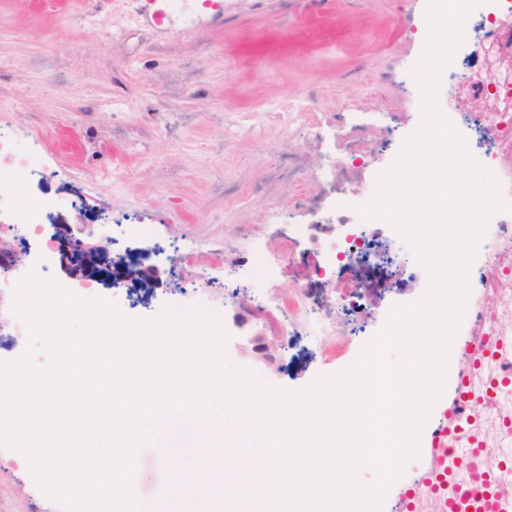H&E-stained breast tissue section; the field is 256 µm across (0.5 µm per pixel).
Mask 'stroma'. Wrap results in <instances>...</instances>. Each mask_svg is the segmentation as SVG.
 Instances as JSON below:
<instances>
[{
    "instance_id": "35a3bbf8",
    "label": "stroma",
    "mask_w": 512,
    "mask_h": 512,
    "mask_svg": "<svg viewBox=\"0 0 512 512\" xmlns=\"http://www.w3.org/2000/svg\"><path fill=\"white\" fill-rule=\"evenodd\" d=\"M202 2L188 0L160 29L140 18L138 0H69L68 10L45 7L35 17L0 0V98L9 103L0 136L18 138L47 165L44 189L69 199L60 223L105 214L113 260L136 252L158 271L161 284L148 299L122 305L124 316H150L166 303L203 305L218 314L226 355L241 366L244 337H279L280 371L263 380L297 391L354 364L395 305L426 293L429 274L404 239L390 242L405 265L367 293L351 333L300 353L307 319L277 314L264 294L343 295L355 272L317 276L332 229L312 223L295 241L281 234L321 196L315 184L278 178L276 169L291 157L314 166L326 148L265 109L308 93L313 110L332 121L355 105L384 143L354 172L369 186L421 122L405 75L425 49L428 0H335L328 8L315 0H224L217 18ZM228 125L237 130L230 140ZM64 127L78 136L79 156L62 149ZM138 223L153 225V240L130 242L127 229ZM256 242L279 258L264 284L253 276ZM241 300L262 315L240 327ZM167 453L154 445L137 458L133 487L144 512L162 497ZM11 456L0 448V512H53L30 469L10 466Z\"/></svg>"
}]
</instances>
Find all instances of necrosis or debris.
Instances as JSON below:
<instances>
[{
  "label": "necrosis or debris",
  "instance_id": "1",
  "mask_svg": "<svg viewBox=\"0 0 512 512\" xmlns=\"http://www.w3.org/2000/svg\"><path fill=\"white\" fill-rule=\"evenodd\" d=\"M463 30L481 41L482 64L465 88L449 99L445 117L453 126H467L469 153L497 179L501 197L510 207L490 217L478 246L487 259L471 265L468 272L475 297L471 333L478 337L482 351L460 386L476 402L471 413L455 424L457 435L448 443L444 481L429 490L440 502L455 501L457 512H482L481 502L460 492L454 475L459 459L475 441L489 445L501 458L483 487L485 496L497 498L502 512H512V387L495 384L503 365L512 364V0H480L477 14L469 15ZM43 177V168L19 149L17 141L0 139V219L32 227L25 243L39 247L43 255L30 270L47 278L53 260L41 234L45 225L55 223L61 200L43 190ZM324 177L326 219L342 231L341 238L323 246L325 271L330 274L348 261L364 262L370 241L359 225L347 221L357 205L358 185L337 180L331 169ZM368 285L363 279L357 290L345 296L314 301L302 294L295 299L296 307L313 315L309 335L313 344L336 334L338 311L360 310L362 290Z\"/></svg>",
  "mask_w": 512,
  "mask_h": 512
}]
</instances>
